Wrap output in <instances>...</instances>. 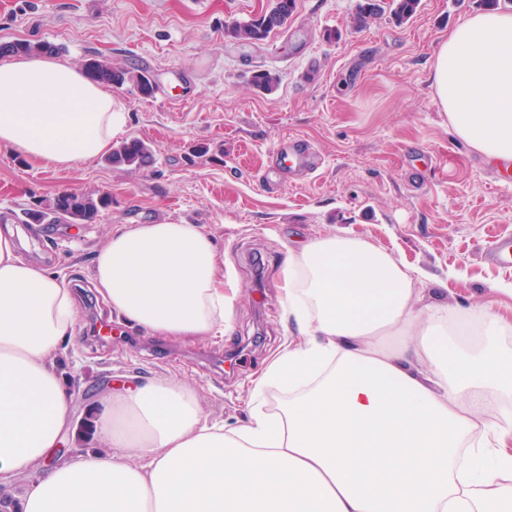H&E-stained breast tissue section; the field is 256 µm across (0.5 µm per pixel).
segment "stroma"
Returning <instances> with one entry per match:
<instances>
[{
	"label": "stroma",
	"mask_w": 512,
	"mask_h": 512,
	"mask_svg": "<svg viewBox=\"0 0 512 512\" xmlns=\"http://www.w3.org/2000/svg\"><path fill=\"white\" fill-rule=\"evenodd\" d=\"M358 0H297L287 32L263 45L224 37L272 0H0V44L56 46V59L82 66L107 60L146 72L153 97L113 89L128 114L121 140L139 138L153 165L131 170L103 158L56 170L0 145V225L18 227L26 259L91 282L93 259L117 224H200L224 249L239 286L220 343L180 344L113 321L95 295L78 303L76 352L62 358L78 421L68 449L99 446L94 409L120 376H176L199 384L206 413L226 427L246 424L251 378L287 342L279 275L291 238L345 232L423 270L422 296L459 309L488 303L512 312V284L489 253L512 239V181L474 164L451 132L430 80V64L450 29L479 11V0H421L404 24L383 17L356 32ZM338 30L326 41L325 30ZM280 78L270 94L255 70ZM295 139L316 169L279 176L280 148ZM209 151L194 156V146ZM62 192L105 194L110 203L73 236L69 223L30 224ZM112 320L111 338L87 330Z\"/></svg>",
	"instance_id": "35a3bbf8"
}]
</instances>
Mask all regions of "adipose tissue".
Listing matches in <instances>:
<instances>
[{"mask_svg": "<svg viewBox=\"0 0 512 512\" xmlns=\"http://www.w3.org/2000/svg\"><path fill=\"white\" fill-rule=\"evenodd\" d=\"M431 79L455 137L512 162V12L451 29ZM126 124L77 67L0 63V143L17 153L67 169ZM15 236L0 225V482L41 472L19 512H512V411L483 426L471 401L512 399L499 344L512 321L422 302V271L342 233L288 248L280 294L297 337L252 378L247 424L225 429L182 380H123L96 410L100 448L43 468L73 431L57 358L78 309ZM93 285L113 313L174 341L222 340L238 291L205 227L175 223L113 227ZM276 392L288 402L268 410Z\"/></svg>", "mask_w": 512, "mask_h": 512, "instance_id": "1", "label": "adipose tissue"}]
</instances>
